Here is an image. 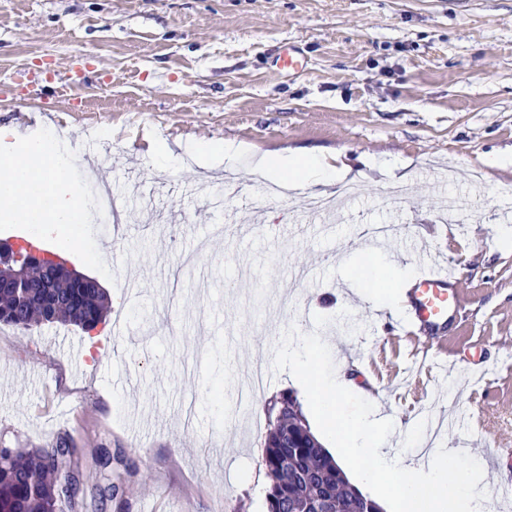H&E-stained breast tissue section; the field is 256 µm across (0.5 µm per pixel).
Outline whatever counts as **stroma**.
Wrapping results in <instances>:
<instances>
[{
    "mask_svg": "<svg viewBox=\"0 0 512 512\" xmlns=\"http://www.w3.org/2000/svg\"><path fill=\"white\" fill-rule=\"evenodd\" d=\"M289 48L299 70L276 64ZM0 126L61 129L125 194L124 236L82 225L65 256L127 325L0 324V446L111 449L85 466L125 483L126 504L89 512H267V419L237 389L293 325L401 420L394 454L422 462L409 432L477 450L502 482L490 512H512V461L496 459L512 448V0H0ZM177 139L339 154L360 197L318 217L297 190L255 223L265 181L241 167L218 214L223 168L160 166ZM398 163L411 194L394 213ZM374 247L417 274L462 264L463 317L397 334L402 310L349 287ZM269 380L267 399L302 390Z\"/></svg>",
    "mask_w": 512,
    "mask_h": 512,
    "instance_id": "obj_1",
    "label": "stroma"
}]
</instances>
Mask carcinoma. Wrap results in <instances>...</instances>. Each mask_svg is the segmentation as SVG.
<instances>
[{"label":"carcinoma","instance_id":"1","mask_svg":"<svg viewBox=\"0 0 512 512\" xmlns=\"http://www.w3.org/2000/svg\"><path fill=\"white\" fill-rule=\"evenodd\" d=\"M81 309L84 322L72 318ZM108 297L102 289L74 288L61 275L44 297L22 300L0 289V323L28 329L49 323L75 325L90 333L107 322ZM269 423L262 465L269 478L267 512H366L365 496L317 441L292 395L265 404ZM105 466L106 449L87 451L61 436L44 448H0V512H82L77 483L86 455Z\"/></svg>","mask_w":512,"mask_h":512}]
</instances>
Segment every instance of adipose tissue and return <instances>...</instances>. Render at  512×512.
<instances>
[{
	"mask_svg": "<svg viewBox=\"0 0 512 512\" xmlns=\"http://www.w3.org/2000/svg\"><path fill=\"white\" fill-rule=\"evenodd\" d=\"M248 166L265 179H288L309 190L346 179L350 172L344 162L317 153L255 155ZM70 168L64 149L51 136L0 128V217L34 225L39 237L64 239L66 229L85 222L83 204L67 178ZM365 277L376 309L385 311L413 273L400 263L378 260Z\"/></svg>",
	"mask_w": 512,
	"mask_h": 512,
	"instance_id": "1",
	"label": "adipose tissue"
}]
</instances>
